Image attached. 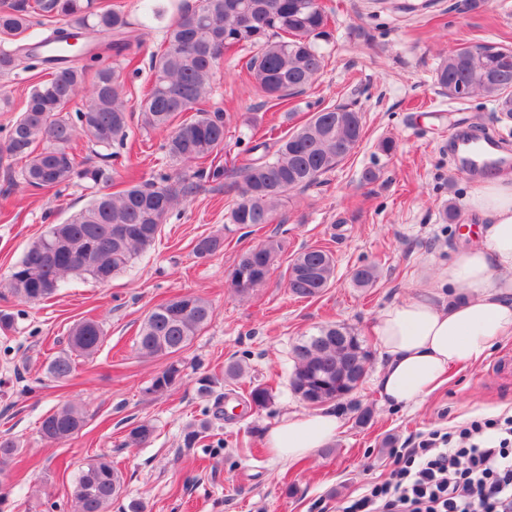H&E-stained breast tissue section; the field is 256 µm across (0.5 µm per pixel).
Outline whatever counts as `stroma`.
I'll use <instances>...</instances> for the list:
<instances>
[{
	"label": "stroma",
	"instance_id": "1",
	"mask_svg": "<svg viewBox=\"0 0 512 512\" xmlns=\"http://www.w3.org/2000/svg\"><path fill=\"white\" fill-rule=\"evenodd\" d=\"M335 11L318 79L288 105L269 107L247 77L249 51L226 55L215 69L212 109L226 117L227 165L246 155L242 141L250 131L282 135L302 124L318 104H349L361 112L364 136L350 157L322 184L293 191L273 223L236 226L228 220L235 193L210 183L178 206L150 249L133 267L105 284L68 277L55 297L33 305L0 294V310L15 316L14 329L0 334V435L20 440L23 449L7 466L0 489V512H72L80 467L109 454L122 472L119 506L142 503L144 512H336L390 473L394 450L411 448L421 435L451 431L479 417L512 410V340L482 360L456 370L422 403L401 409L384 404L377 381L385 363L374 335L380 314L429 286L476 225L468 212L474 176L458 173L448 157V141L460 128L504 130L487 100L448 99L434 73L449 49L476 44L512 46V0H488L467 10L464 0H422L418 12L392 11L386 0H322ZM163 40L154 26L129 53L138 69L123 73L126 97L137 104L151 80L148 55ZM385 137L397 152L377 150ZM165 133L142 128L131 112L127 145L116 166L122 177L144 181L154 170L170 168L161 145ZM375 168L380 177L366 182ZM89 196L82 187L61 195L10 181L0 160V280L6 278L26 246L52 223L81 209ZM455 219L447 221L446 206ZM216 235L224 247L197 258L198 237ZM282 244L272 274L246 298L232 292L227 276L246 250L267 238ZM329 250L336 278L320 296L300 299L286 287V268L305 248ZM376 265L373 287L351 280L357 266ZM186 293L211 301L214 316L181 354L186 375L168 392L147 388L165 368L163 358L141 357L136 335L157 303ZM95 317L104 341L93 358H76L66 382L46 374L49 359L68 348L71 327ZM336 323L361 336L372 351L363 384L333 403L342 427L331 444L294 463L276 460L266 446L281 418L307 411L290 389V348L314 327ZM243 360L249 378L272 389L269 409L244 404L242 386L226 385L224 366ZM216 378L212 396H200L195 379ZM225 399L223 418L212 420L210 436L184 445L187 427ZM78 401L88 422L78 436L57 444L41 439L40 422L64 402ZM368 422H360L363 412ZM147 420L155 427L150 442L128 448L131 427Z\"/></svg>",
	"mask_w": 512,
	"mask_h": 512
}]
</instances>
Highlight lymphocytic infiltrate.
I'll return each mask as SVG.
<instances>
[{
	"mask_svg": "<svg viewBox=\"0 0 512 512\" xmlns=\"http://www.w3.org/2000/svg\"><path fill=\"white\" fill-rule=\"evenodd\" d=\"M339 512H512V415L430 433Z\"/></svg>",
	"mask_w": 512,
	"mask_h": 512,
	"instance_id": "lymphocytic-infiltrate-1",
	"label": "lymphocytic infiltrate"
}]
</instances>
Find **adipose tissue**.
I'll return each instance as SVG.
<instances>
[{
  "instance_id": "1",
  "label": "adipose tissue",
  "mask_w": 512,
  "mask_h": 512,
  "mask_svg": "<svg viewBox=\"0 0 512 512\" xmlns=\"http://www.w3.org/2000/svg\"><path fill=\"white\" fill-rule=\"evenodd\" d=\"M469 208L483 221L479 240L441 266L433 288L385 309L374 329L386 357L378 386L390 407L425 400L452 368L512 339V175L487 173ZM341 425L327 409L292 413L267 446L279 461H295L332 442Z\"/></svg>"
}]
</instances>
